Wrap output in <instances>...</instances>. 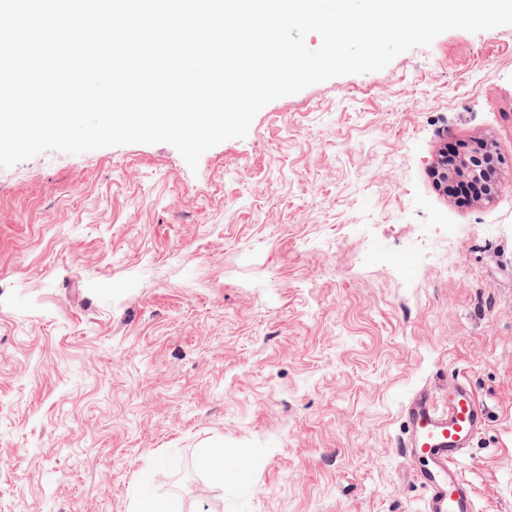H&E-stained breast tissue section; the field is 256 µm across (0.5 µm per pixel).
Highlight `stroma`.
I'll list each match as a JSON object with an SVG mask.
<instances>
[{
    "label": "stroma",
    "instance_id": "obj_1",
    "mask_svg": "<svg viewBox=\"0 0 512 512\" xmlns=\"http://www.w3.org/2000/svg\"><path fill=\"white\" fill-rule=\"evenodd\" d=\"M476 137L507 163L460 208L431 168ZM458 378L477 512H512V25L277 99L194 170L0 168V512H127L146 478L177 512H423L401 408Z\"/></svg>",
    "mask_w": 512,
    "mask_h": 512
}]
</instances>
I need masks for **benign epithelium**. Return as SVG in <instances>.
Here are the masks:
<instances>
[{"mask_svg":"<svg viewBox=\"0 0 512 512\" xmlns=\"http://www.w3.org/2000/svg\"><path fill=\"white\" fill-rule=\"evenodd\" d=\"M495 152V143L485 137L465 143L463 151L457 155H450L445 150L439 154L433 167L434 179L445 191L448 186L459 182L478 181L485 190L478 201H489L497 191V173L486 167L485 159Z\"/></svg>","mask_w":512,"mask_h":512,"instance_id":"1","label":"benign epithelium"}]
</instances>
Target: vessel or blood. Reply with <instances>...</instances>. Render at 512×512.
Segmentation results:
<instances>
[{"mask_svg":"<svg viewBox=\"0 0 512 512\" xmlns=\"http://www.w3.org/2000/svg\"><path fill=\"white\" fill-rule=\"evenodd\" d=\"M486 418L484 405L464 379L450 383L445 398L421 387L404 402L399 447L404 457L426 462L414 473L426 491L424 512H474L475 490L460 462Z\"/></svg>","mask_w":512,"mask_h":512,"instance_id":"1","label":"vessel or blood"}]
</instances>
